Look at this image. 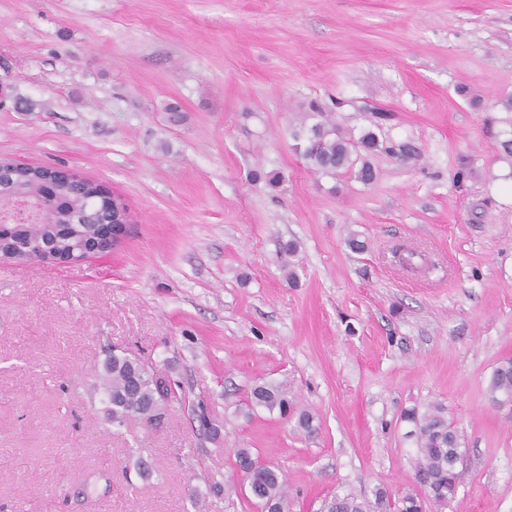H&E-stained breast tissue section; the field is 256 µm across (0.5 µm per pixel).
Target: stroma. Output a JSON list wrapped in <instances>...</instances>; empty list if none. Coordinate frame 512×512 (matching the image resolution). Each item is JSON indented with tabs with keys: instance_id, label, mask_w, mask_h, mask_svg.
<instances>
[{
	"instance_id": "stroma-1",
	"label": "stroma",
	"mask_w": 512,
	"mask_h": 512,
	"mask_svg": "<svg viewBox=\"0 0 512 512\" xmlns=\"http://www.w3.org/2000/svg\"><path fill=\"white\" fill-rule=\"evenodd\" d=\"M509 95L512 0H0V160L74 171L130 216L106 255L0 263V512H260L240 448L291 512L398 497L401 415L433 405L464 464L425 512H512V403L489 397L512 359ZM313 103L356 136L390 113L419 154L372 156L368 185L314 171L293 136ZM112 349L180 382L160 427L103 419ZM269 383L312 433L250 405ZM253 454L248 448H240L235 454V465L239 459L238 467L236 465V472L248 482L253 497L258 501L261 508L266 505H271L270 509H275L274 512H288V491L284 485V481L279 476L275 468L266 464L254 463L252 460ZM252 466V467H251ZM251 467V468H250ZM247 472H241L242 469H248ZM240 469V470H239Z\"/></svg>"
}]
</instances>
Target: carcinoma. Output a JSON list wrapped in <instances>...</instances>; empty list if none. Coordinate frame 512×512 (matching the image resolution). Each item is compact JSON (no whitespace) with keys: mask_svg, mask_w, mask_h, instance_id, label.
Masks as SVG:
<instances>
[{"mask_svg":"<svg viewBox=\"0 0 512 512\" xmlns=\"http://www.w3.org/2000/svg\"><path fill=\"white\" fill-rule=\"evenodd\" d=\"M498 105L506 113L501 123L508 135L501 141L502 153L512 160V97L498 101ZM294 138L302 141L303 156L312 166L329 174L349 171L364 184L371 183L376 176L368 160L373 152L384 150L403 159L415 155L412 145L388 143L371 129L355 140L330 118L301 128ZM97 189L98 183L91 179L81 187L60 180L46 192L37 175L18 178L4 172L0 179V204L18 198H25L33 205L42 204L40 223L15 224L0 230V236L7 237L4 250L15 249L28 254L31 260H41L42 250L50 245L61 252L80 249L97 234L98 225L112 219L110 204L94 197ZM90 389L93 394L102 395L107 418L119 425L129 420L147 425L159 423L168 408L181 401L176 383L158 376L151 366L139 364L125 353L112 352L105 358L101 369L95 372ZM489 391L495 402L501 397L512 399V360L495 369ZM251 401L283 414L292 406L287 390L281 386H258L251 393ZM403 419L412 426L407 436L417 448V483L436 503L447 504L454 497L460 479L455 462L462 459L461 435L448 423L440 406L423 414L408 410ZM241 476L260 507L269 505L276 512H288V491L276 469L256 463ZM389 507L388 493L379 489L372 503L350 494H338L328 504L327 512H387Z\"/></svg>","mask_w":512,"mask_h":512,"instance_id":"cac0c4a2","label":"carcinoma"}]
</instances>
